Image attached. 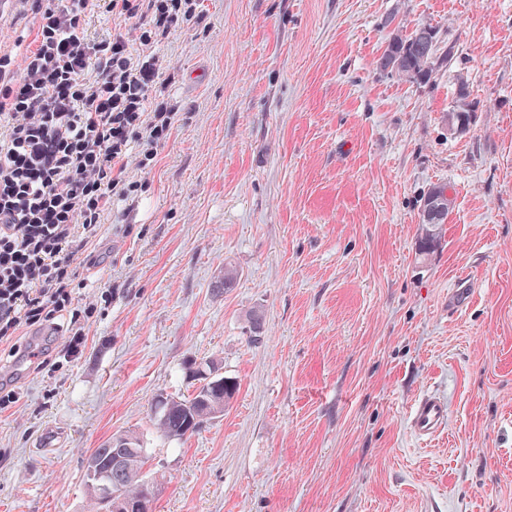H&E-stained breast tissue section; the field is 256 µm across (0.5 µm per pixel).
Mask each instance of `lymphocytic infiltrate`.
<instances>
[{
  "instance_id": "1",
  "label": "lymphocytic infiltrate",
  "mask_w": 512,
  "mask_h": 512,
  "mask_svg": "<svg viewBox=\"0 0 512 512\" xmlns=\"http://www.w3.org/2000/svg\"><path fill=\"white\" fill-rule=\"evenodd\" d=\"M37 14L21 56L0 53V348L70 318L64 359L84 342L75 259L113 201L131 202L129 165L152 168L178 112L150 50L196 17L194 0H21ZM124 29L89 33L95 11ZM145 53H137L135 45Z\"/></svg>"
}]
</instances>
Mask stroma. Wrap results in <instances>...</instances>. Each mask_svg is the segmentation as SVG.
I'll list each match as a JSON object with an SVG mask.
<instances>
[{
  "label": "stroma",
  "mask_w": 512,
  "mask_h": 512,
  "mask_svg": "<svg viewBox=\"0 0 512 512\" xmlns=\"http://www.w3.org/2000/svg\"><path fill=\"white\" fill-rule=\"evenodd\" d=\"M196 12L154 47L179 120L152 171L129 167L138 203L79 269L86 343L0 412V512H93L83 461L125 432L152 512H512V0ZM422 24L451 63L381 71ZM438 186L432 226L420 199ZM463 271L475 293L452 314ZM202 359L238 390L165 440L151 405L189 395ZM428 390L448 427L426 444L406 416Z\"/></svg>",
  "instance_id": "1"
}]
</instances>
